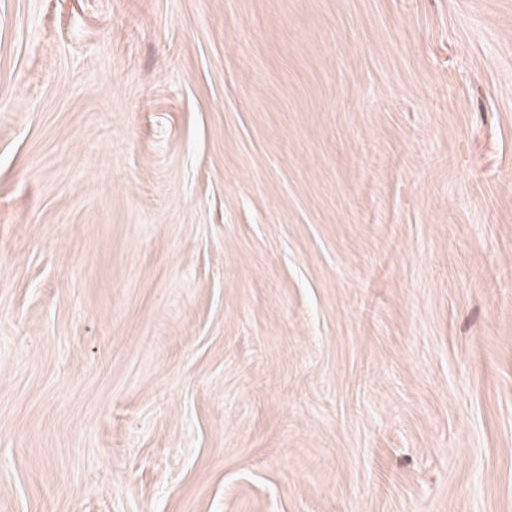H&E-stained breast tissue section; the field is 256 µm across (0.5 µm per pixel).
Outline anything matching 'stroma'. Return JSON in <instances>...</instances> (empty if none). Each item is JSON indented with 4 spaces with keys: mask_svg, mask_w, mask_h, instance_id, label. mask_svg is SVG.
I'll list each match as a JSON object with an SVG mask.
<instances>
[{
    "mask_svg": "<svg viewBox=\"0 0 512 512\" xmlns=\"http://www.w3.org/2000/svg\"><path fill=\"white\" fill-rule=\"evenodd\" d=\"M0 512H512V0H0Z\"/></svg>",
    "mask_w": 512,
    "mask_h": 512,
    "instance_id": "stroma-1",
    "label": "stroma"
}]
</instances>
